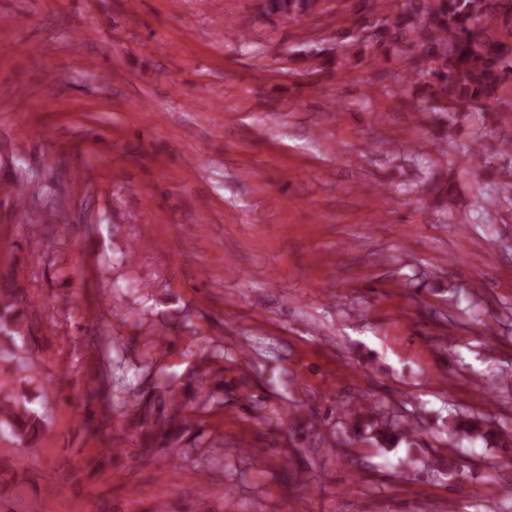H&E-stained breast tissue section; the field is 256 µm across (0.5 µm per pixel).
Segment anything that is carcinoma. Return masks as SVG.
<instances>
[{"mask_svg": "<svg viewBox=\"0 0 512 512\" xmlns=\"http://www.w3.org/2000/svg\"><path fill=\"white\" fill-rule=\"evenodd\" d=\"M305 0H266L265 14L285 20H297L304 12ZM389 28L374 34L367 57L375 59L385 41L395 44L397 53L409 48L418 50L412 58L410 72L417 85L414 96L433 102L439 100L438 110L447 122L440 125L435 140L453 142L455 130L468 116L479 110L490 112L491 101L497 99L503 84L512 80V0H404L401 8L391 15ZM470 169L477 175L486 174L491 163L481 146L473 140L459 147ZM431 192L436 204L450 210L459 207L462 195L453 174L429 173ZM35 307L27 291L10 279L0 281V336L6 348L0 349V360L17 361L8 381L0 382V427L10 430L21 444L32 445L45 430L44 418L34 407V400L24 391V385L40 373L37 355L38 336L33 332L29 313ZM173 410L151 416L138 405H128L124 416L135 417L143 431V442L156 453L166 437L180 426L191 425L182 414L186 403L179 392L168 388ZM448 430L456 438L480 439L489 442L508 434V430L479 416L452 415ZM359 437H366L377 448H396L413 436L412 423L403 419L371 420L365 428H355Z\"/></svg>", "mask_w": 512, "mask_h": 512, "instance_id": "obj_1", "label": "carcinoma"}]
</instances>
